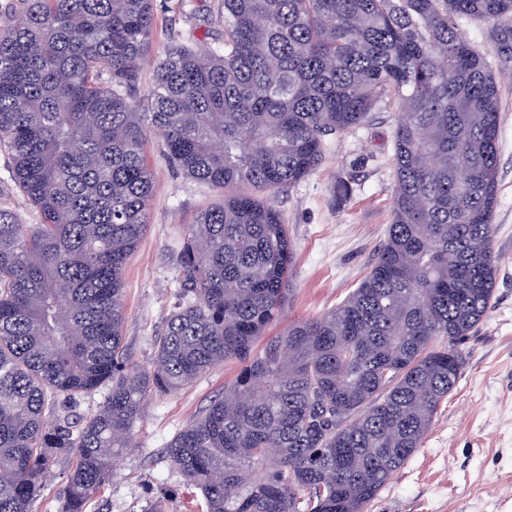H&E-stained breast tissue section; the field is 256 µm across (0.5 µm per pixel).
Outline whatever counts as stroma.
<instances>
[{
	"mask_svg": "<svg viewBox=\"0 0 512 512\" xmlns=\"http://www.w3.org/2000/svg\"><path fill=\"white\" fill-rule=\"evenodd\" d=\"M154 0L156 55L187 44L206 47L221 37L220 0ZM465 39L490 53L500 76L498 197L492 248L497 259L494 299L484 321L461 346L464 364L420 448L382 488L370 512H512V56L497 55L502 30L461 22ZM394 112H374L360 128L331 139L318 169L274 199L294 249L293 291L284 321L320 315L340 302L367 272L391 222ZM151 138L147 158L154 176L149 230L124 270L125 351L143 367L173 304L175 248L183 228L217 202L220 191L186 178L162 158ZM239 363L227 362L182 390L151 397L132 448L111 484L88 512H140L147 499L170 498V512H187L192 493L160 450L202 414Z\"/></svg>",
	"mask_w": 512,
	"mask_h": 512,
	"instance_id": "stroma-1",
	"label": "stroma"
}]
</instances>
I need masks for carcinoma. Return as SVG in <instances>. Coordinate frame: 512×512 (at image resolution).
I'll return each instance as SVG.
<instances>
[{"mask_svg":"<svg viewBox=\"0 0 512 512\" xmlns=\"http://www.w3.org/2000/svg\"><path fill=\"white\" fill-rule=\"evenodd\" d=\"M512 0H221L224 40L158 60L154 0H19L0 31V147L38 215L0 208V512H86L154 394L242 364L161 454L197 512H368L431 429L487 315L497 263L499 87L458 20ZM396 112L392 222L358 286L271 334L292 291L272 204L334 135ZM162 157L224 192L184 229L174 303L145 367L122 346L123 274ZM109 387L90 415L49 419ZM72 459L68 455H61L54 467L52 479L47 483L42 495L34 503L33 512H58L60 507V493L67 482Z\"/></svg>","mask_w":512,"mask_h":512,"instance_id":"carcinoma-1","label":"carcinoma"}]
</instances>
